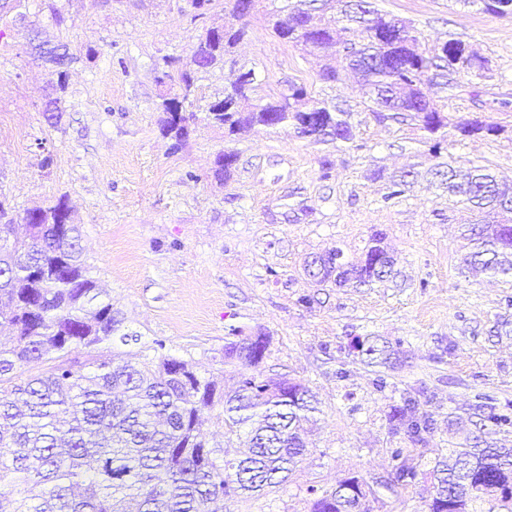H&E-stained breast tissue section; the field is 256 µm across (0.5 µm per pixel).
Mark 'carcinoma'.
I'll list each match as a JSON object with an SVG mask.
<instances>
[{"mask_svg":"<svg viewBox=\"0 0 512 512\" xmlns=\"http://www.w3.org/2000/svg\"><path fill=\"white\" fill-rule=\"evenodd\" d=\"M269 12L273 33L312 52L341 53L362 74L360 111L380 123H415L421 140L440 153L448 140V113L422 92L441 79L445 89L459 79L482 76L487 60L471 54L459 40L429 49L414 24L389 17L371 0H281ZM245 29L208 28L185 69L163 73L172 92L160 96L164 131L175 140L197 120L182 111L191 103L199 76L230 62ZM56 91L45 109L54 126L63 117L67 88L66 58L56 61ZM250 90L211 102L204 121L233 136L245 127L269 132L293 129L312 143L354 140L353 109L318 98L303 85L288 83L274 101L254 99L256 74L247 69ZM501 127L475 121L465 135L494 134ZM236 155H217L214 178L230 176ZM447 173L438 187L454 205L502 216L477 233L470 265L512 275V185L499 182L485 166L464 173L445 161L431 170ZM417 173L409 169L390 178L383 201L403 197ZM388 254L376 240L362 262L352 265L336 249L325 253L320 282L344 286L352 281L382 280L379 258ZM0 335L13 337L0 347V462L11 474L10 488H0V512H220L224 501L258 496L288 480L308 447L304 424L318 412L313 396L286 377L239 374L231 394L218 392L193 365L162 353L132 364L92 354L96 346L118 336L128 338L125 318L104 299L82 259L80 231L71 222L64 197L46 208L17 216L0 198ZM248 337L231 330L224 362L262 359L247 346ZM48 363L46 371L25 375V368ZM222 404L218 421L230 433L247 431L249 452L234 461L209 446L200 413ZM393 427L415 442L424 441L431 420L415 400H403L392 416ZM390 483L407 486L417 472L404 449L390 450ZM437 484L428 512H470L483 499L495 506L512 503V448L476 440L454 448L436 462ZM350 488H306L310 512H372L373 492L360 477L343 478Z\"/></svg>","mask_w":512,"mask_h":512,"instance_id":"1","label":"carcinoma"}]
</instances>
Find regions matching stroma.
<instances>
[{
  "instance_id": "35a3bbf8",
  "label": "stroma",
  "mask_w": 512,
  "mask_h": 512,
  "mask_svg": "<svg viewBox=\"0 0 512 512\" xmlns=\"http://www.w3.org/2000/svg\"><path fill=\"white\" fill-rule=\"evenodd\" d=\"M224 6L216 0L201 13L190 0H23L0 11V196L20 214L67 198L90 274L126 317L129 339L102 344L104 353L150 357L159 340L165 354L229 388L248 369L224 363L235 327L268 336L263 376H288L316 396L309 448L288 482L225 502L224 512H308L307 487L331 489L352 472L374 491V512H425L436 459L475 429V394L499 409L512 404V277L467 267V214L434 187L422 182L384 202L385 175L434 162L413 126L357 112L349 144L258 127L228 138L201 121L181 143L164 136L156 103L165 60L186 64L207 28L233 24ZM272 7L264 0L243 20L246 35L234 50L238 64L256 71V97L271 100L295 82L349 100L354 75L324 87L321 60L271 32L263 12ZM377 7L412 21L426 47L459 39L487 60L475 87L449 99L437 85L426 92L447 99L457 127L442 155L512 181V17L463 0ZM40 42L71 59L54 127L44 118L54 68L35 53ZM477 120L502 130L460 136L459 127ZM225 150L237 162L220 182L214 161ZM378 232L396 259L395 278L339 287L306 275L308 260L335 248L360 262ZM367 338L386 347L388 363L353 352ZM408 396L433 421L425 442L392 429V411ZM394 448L419 476L388 489Z\"/></svg>"
}]
</instances>
